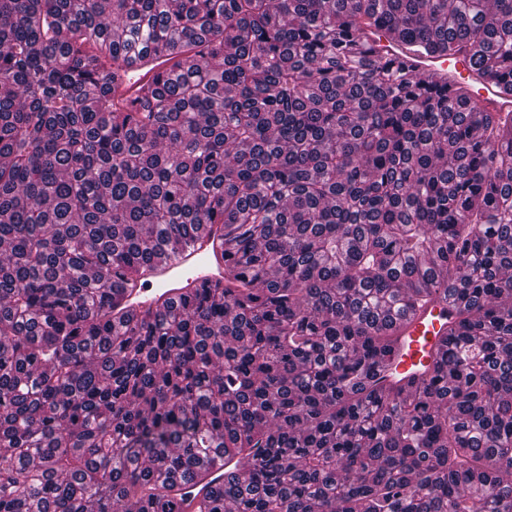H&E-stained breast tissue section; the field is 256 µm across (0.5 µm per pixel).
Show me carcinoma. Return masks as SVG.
<instances>
[{"label": "carcinoma", "instance_id": "carcinoma-1", "mask_svg": "<svg viewBox=\"0 0 512 512\" xmlns=\"http://www.w3.org/2000/svg\"><path fill=\"white\" fill-rule=\"evenodd\" d=\"M384 28L512 94V0H0V512H512V112ZM208 224L224 284L124 305ZM379 37L378 44L380 48L384 49L389 55H413L407 49V44L400 36V34L394 30L382 29L377 32ZM471 53L456 55L453 59L443 57L421 56L417 60L414 73L418 75L442 74L448 76V81L461 82L471 76L469 61ZM471 97L483 111H512V97L503 94L499 87L490 81H485ZM448 319H453L448 301L434 298L414 314L398 321V338L390 353L384 357L379 374L388 381L398 382L405 391L419 381L421 365L428 366L432 359L445 351V330Z\"/></svg>", "mask_w": 512, "mask_h": 512}]
</instances>
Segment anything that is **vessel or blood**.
<instances>
[{"instance_id":"obj_1","label":"vessel or blood","mask_w":512,"mask_h":512,"mask_svg":"<svg viewBox=\"0 0 512 512\" xmlns=\"http://www.w3.org/2000/svg\"><path fill=\"white\" fill-rule=\"evenodd\" d=\"M469 54L451 59L423 56L417 61V74H447L459 82L470 77ZM487 112L512 111V96L503 94L492 82H484L472 95ZM224 227L206 228L188 248L172 254L166 262L147 269L131 287L126 288L125 303L146 307L163 299L178 306L183 297L195 293L224 277ZM453 310L447 301L435 298L398 322V338L383 361L381 373L401 386L419 381L420 369L445 351V330Z\"/></svg>"}]
</instances>
